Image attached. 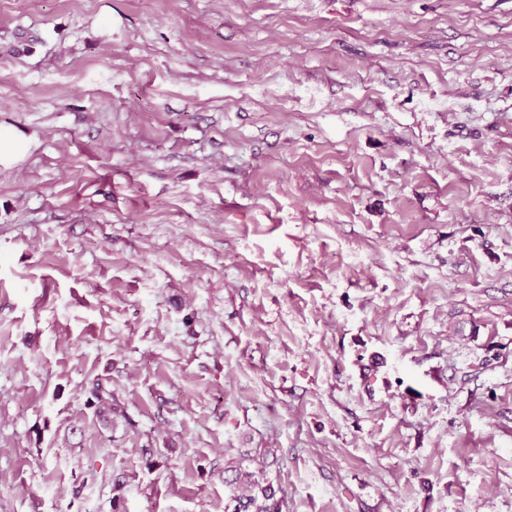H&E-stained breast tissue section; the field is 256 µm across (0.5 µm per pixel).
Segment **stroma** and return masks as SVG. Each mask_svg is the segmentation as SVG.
<instances>
[{"mask_svg":"<svg viewBox=\"0 0 512 512\" xmlns=\"http://www.w3.org/2000/svg\"><path fill=\"white\" fill-rule=\"evenodd\" d=\"M0 512H512V0H0ZM271 498L272 495L268 493L267 488L261 489V498L259 495L234 497L233 501L236 504L232 512H277L276 506L266 503Z\"/></svg>","mask_w":512,"mask_h":512,"instance_id":"obj_1","label":"stroma"}]
</instances>
